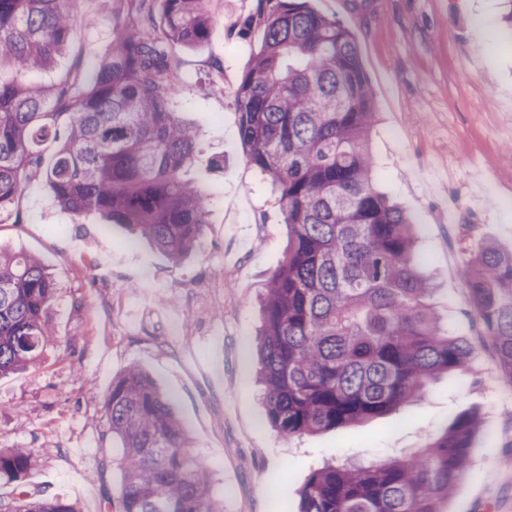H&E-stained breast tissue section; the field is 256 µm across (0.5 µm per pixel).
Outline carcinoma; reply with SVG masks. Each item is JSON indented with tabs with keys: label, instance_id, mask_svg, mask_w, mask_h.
<instances>
[{
	"label": "carcinoma",
	"instance_id": "carcinoma-1",
	"mask_svg": "<svg viewBox=\"0 0 512 512\" xmlns=\"http://www.w3.org/2000/svg\"><path fill=\"white\" fill-rule=\"evenodd\" d=\"M162 37L114 26L111 52L83 78L30 80L74 35L80 0H0V223L35 180L73 214L94 212L178 263L202 237L208 194L182 176L193 131L172 111L175 48L213 29L209 0H163ZM260 47L235 92L248 159L278 191L288 246L266 285L259 359L271 425L291 438L345 428L424 396L448 373L472 369L473 347L448 334L429 303L416 255L419 225L374 184L368 141L374 94L352 33L308 0H258ZM58 144L40 171L39 148ZM470 315L512 387V250L487 241L459 267ZM57 284L34 257L0 247V375L33 364L54 341ZM101 440L119 452L117 512H222L170 399L131 367L103 399ZM464 415L403 458L327 464L300 491L299 512H439L466 475ZM35 463L0 449L14 484L0 512H78L25 482Z\"/></svg>",
	"mask_w": 512,
	"mask_h": 512
}]
</instances>
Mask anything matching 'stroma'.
<instances>
[{
    "mask_svg": "<svg viewBox=\"0 0 512 512\" xmlns=\"http://www.w3.org/2000/svg\"><path fill=\"white\" fill-rule=\"evenodd\" d=\"M81 0L51 85L89 70L115 22L158 12L160 0ZM355 36L375 92L370 139L377 188L414 214L433 307L474 347L473 370L439 378L423 401L361 424L286 438L261 400L257 333L265 286L287 243L271 185L239 140L234 91L262 41L243 30L256 0H211V38L177 52L184 79L173 109L198 135L186 179L211 198L208 224L180 262L119 225L61 209L41 182L0 224V247L37 257L58 288L56 342L34 367L0 377V448L36 459L27 482L107 512L120 473L105 469L100 434L112 380L139 366L174 402L224 512H297L298 492L328 461L406 456L477 414L468 474L440 512H512V389L490 341L472 331L458 275L463 249H512V43L501 0H309Z\"/></svg>",
    "mask_w": 512,
    "mask_h": 512,
    "instance_id": "stroma-1",
    "label": "stroma"
}]
</instances>
